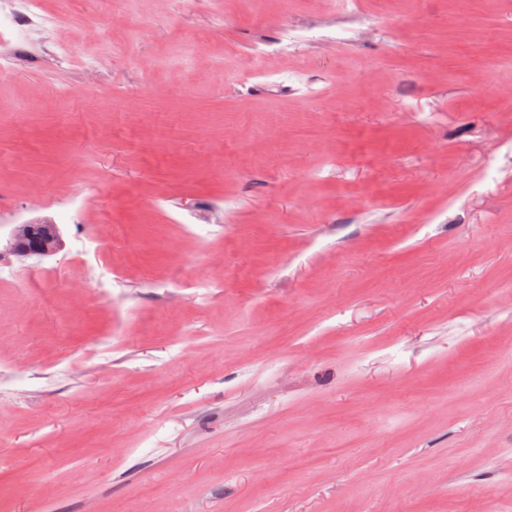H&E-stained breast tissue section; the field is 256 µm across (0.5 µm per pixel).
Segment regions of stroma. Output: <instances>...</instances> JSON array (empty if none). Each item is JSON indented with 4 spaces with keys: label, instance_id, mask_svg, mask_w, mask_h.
Returning a JSON list of instances; mask_svg holds the SVG:
<instances>
[{
    "label": "stroma",
    "instance_id": "obj_1",
    "mask_svg": "<svg viewBox=\"0 0 512 512\" xmlns=\"http://www.w3.org/2000/svg\"><path fill=\"white\" fill-rule=\"evenodd\" d=\"M336 2L135 0L104 53L42 0L0 39V214L62 231L0 223V512H512V0H362L375 37L249 60ZM29 229L19 240L22 249L52 251L56 247L54 224H28Z\"/></svg>",
    "mask_w": 512,
    "mask_h": 512
}]
</instances>
